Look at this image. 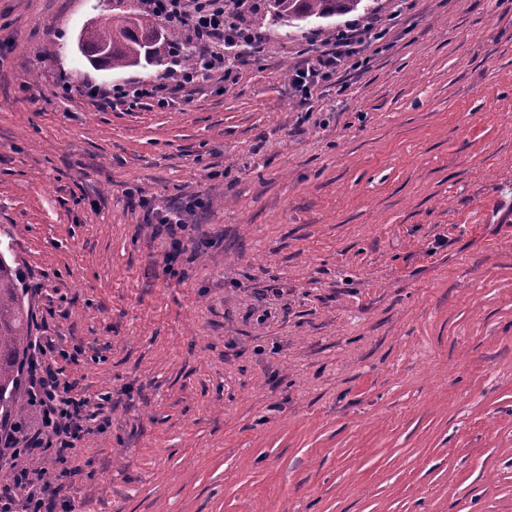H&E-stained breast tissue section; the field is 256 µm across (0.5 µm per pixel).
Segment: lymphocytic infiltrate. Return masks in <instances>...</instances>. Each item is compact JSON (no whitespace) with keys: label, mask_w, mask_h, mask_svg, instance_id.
I'll return each instance as SVG.
<instances>
[{"label":"lymphocytic infiltrate","mask_w":512,"mask_h":512,"mask_svg":"<svg viewBox=\"0 0 512 512\" xmlns=\"http://www.w3.org/2000/svg\"><path fill=\"white\" fill-rule=\"evenodd\" d=\"M147 13L164 24L188 32L196 60L172 79L133 82L118 88L113 98L129 105L152 99L165 106L223 72L230 59L247 61L258 53L265 41L260 29L249 23L260 9V0H142ZM385 28L376 21L356 24L340 31L331 47L304 53L290 76L292 87L301 97H309L312 87L331 81L350 69L352 44L360 36L381 40ZM194 202L161 210L147 206L148 223L168 237L170 250L165 257L167 272H174L181 260L188 217ZM78 355L56 348L49 339L36 337L34 350L26 364L24 396L29 407L39 414L38 428L28 429L22 422L0 425V464H8L7 477L0 478V512H76V506L63 496L62 483L77 476L69 458L87 430L89 422L101 420L103 403H91L74 396L75 386L65 374L64 362L77 361ZM47 459L59 469L58 482L41 476L35 461Z\"/></svg>","instance_id":"obj_1"}]
</instances>
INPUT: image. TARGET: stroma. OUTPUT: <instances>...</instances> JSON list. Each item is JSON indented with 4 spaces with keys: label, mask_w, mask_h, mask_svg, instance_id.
Segmentation results:
<instances>
[{
    "label": "stroma",
    "mask_w": 512,
    "mask_h": 512,
    "mask_svg": "<svg viewBox=\"0 0 512 512\" xmlns=\"http://www.w3.org/2000/svg\"><path fill=\"white\" fill-rule=\"evenodd\" d=\"M96 0H0V239L111 396L79 512H512V0L266 31L189 99L89 97ZM365 68L286 75L352 23ZM201 202L183 279L140 199Z\"/></svg>",
    "instance_id": "35a3bbf8"
}]
</instances>
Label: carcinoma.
Instances as JSON below:
<instances>
[{
    "label": "carcinoma",
    "mask_w": 512,
    "mask_h": 512,
    "mask_svg": "<svg viewBox=\"0 0 512 512\" xmlns=\"http://www.w3.org/2000/svg\"><path fill=\"white\" fill-rule=\"evenodd\" d=\"M138 0H112V19L100 18L80 33L78 50L88 61L114 70L163 65L177 36L145 18ZM364 0H268L258 19L264 24H293L327 19L369 9ZM110 47L101 59L102 48ZM32 341V320L25 303L20 270L0 249V421L24 420L26 404L20 393V375Z\"/></svg>",
    "instance_id": "carcinoma-1"
}]
</instances>
